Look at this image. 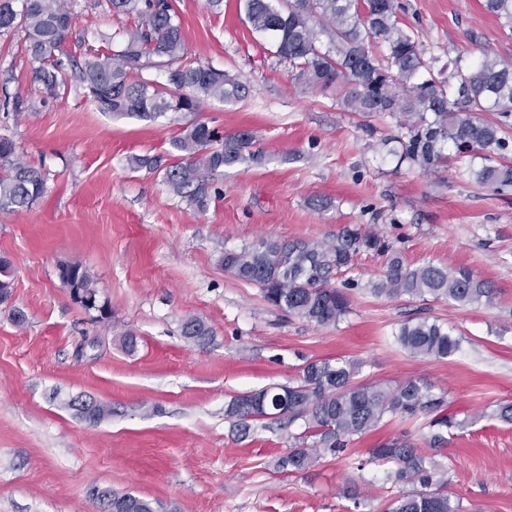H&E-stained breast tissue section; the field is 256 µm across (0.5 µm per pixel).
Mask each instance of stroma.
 Returning a JSON list of instances; mask_svg holds the SVG:
<instances>
[{
    "label": "stroma",
    "mask_w": 512,
    "mask_h": 512,
    "mask_svg": "<svg viewBox=\"0 0 512 512\" xmlns=\"http://www.w3.org/2000/svg\"><path fill=\"white\" fill-rule=\"evenodd\" d=\"M399 2L438 65L485 56L512 65V38L483 0ZM175 7L189 61L236 74L245 98L211 100L193 115H111L82 91L56 97L33 86L22 38H0V86L26 106L0 112V135L48 187L32 207L0 213L12 282L0 302V512H100L94 487L148 499L157 512H384L406 486L366 458L403 431L443 466L466 512H512V425L490 415L512 402V192L476 185L465 160L429 172L400 162L395 120L347 111L340 90L295 86L239 0L217 11L206 0ZM74 13L67 47L77 57L93 32L118 42L136 25L105 0H77ZM197 120L228 135L253 132L257 155L216 177L221 193L203 212L171 194L161 174L128 163L167 155ZM319 199L326 208H316ZM347 227L378 235L409 264L470 268L496 289L494 305L374 296L367 285L385 257L364 251L334 281L349 313L317 326L272 307L222 266L225 251L263 238L333 242ZM63 262L86 268L100 309H85L61 284ZM189 316L212 328L204 344L182 335ZM418 318L460 337L459 351L442 361L404 351L395 335ZM326 358L361 360V383L412 378L444 394L459 421L447 445L430 447L426 419L393 420L342 456L278 472L274 462L302 423L266 419L242 438L224 407ZM79 394L110 405L111 416L77 417L63 402Z\"/></svg>",
    "instance_id": "1"
}]
</instances>
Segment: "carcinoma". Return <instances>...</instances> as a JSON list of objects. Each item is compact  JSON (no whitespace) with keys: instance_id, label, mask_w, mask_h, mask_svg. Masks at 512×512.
I'll list each match as a JSON object with an SVG mask.
<instances>
[{"instance_id":"obj_1","label":"carcinoma","mask_w":512,"mask_h":512,"mask_svg":"<svg viewBox=\"0 0 512 512\" xmlns=\"http://www.w3.org/2000/svg\"><path fill=\"white\" fill-rule=\"evenodd\" d=\"M115 12L133 14L135 28L126 33L120 49H88L80 61L67 50L74 13L68 0H0V37L22 36L35 85L58 93L75 87L102 112L155 118L167 112H200L206 101L235 102L248 87L224 70L187 61V48L173 0H108ZM251 28L267 36L271 54L291 68V79L307 90L344 91L342 102L352 112L396 118L402 146L399 161L423 171L448 159L479 158L469 169L480 186L505 194L512 190V160L503 150L512 129V66L485 56L470 64L455 61L440 78L425 60L418 32L402 25L398 0H242ZM484 9L512 35V0H484ZM380 40L386 53L378 58L370 43ZM156 59L166 69V83L157 85L132 76L144 59ZM495 112L494 122L478 117ZM253 141L250 131L224 136L206 122L186 126L170 142L169 158L134 156L135 169L163 173L174 195L197 210L207 209L219 193L215 176L247 159ZM46 190L41 170L25 162L16 143L0 136V212L31 207ZM389 253V247L371 233L347 229L336 243L262 239L240 251L224 252V271L258 286L264 300L277 309L318 326L338 323L349 311L348 296L332 284L335 274L352 268L362 251ZM59 279L70 291L96 295L90 274L79 263H63ZM371 293L388 298L446 299L460 305L491 306L496 298L490 283L467 267L455 269L427 264L414 267L396 252L390 253ZM185 338L207 341L211 328L190 317L182 323ZM397 343L412 356L445 359L459 349V339L442 325L422 319L406 322ZM362 362L317 359L306 362L298 378L286 385L246 392L231 398L224 418L242 436L252 423L266 419L258 404L275 405L277 421H301L288 453L275 462L277 471L311 469L322 455L344 451L354 437L378 428L384 421L429 419L430 444L442 447L448 431L459 425L448 414V403L426 383L408 379L395 385L356 383ZM369 460L392 466L388 477L419 487L396 496L387 512H465L451 502L447 480L424 455L408 431L369 449ZM98 499L112 504V512H154L152 503L129 493L98 490Z\"/></svg>"}]
</instances>
